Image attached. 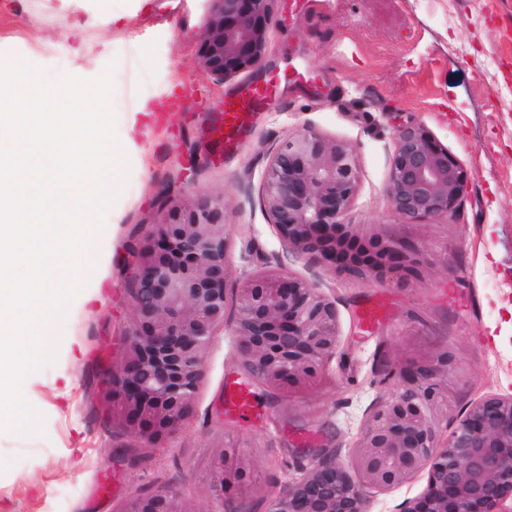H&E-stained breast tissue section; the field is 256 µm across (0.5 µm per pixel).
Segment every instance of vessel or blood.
Wrapping results in <instances>:
<instances>
[{"instance_id":"1","label":"vessel or blood","mask_w":512,"mask_h":512,"mask_svg":"<svg viewBox=\"0 0 512 512\" xmlns=\"http://www.w3.org/2000/svg\"><path fill=\"white\" fill-rule=\"evenodd\" d=\"M278 87L277 78L260 83L246 84L239 98L224 102L223 122L216 130L217 138L223 142L225 153L237 151L245 130L249 127L255 113L264 109ZM257 407L251 388L242 382L229 384L224 389V408L227 412L247 416Z\"/></svg>"}]
</instances>
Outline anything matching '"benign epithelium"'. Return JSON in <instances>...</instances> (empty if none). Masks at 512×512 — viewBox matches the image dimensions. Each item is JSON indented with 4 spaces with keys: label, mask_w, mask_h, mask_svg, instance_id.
<instances>
[{
    "label": "benign epithelium",
    "mask_w": 512,
    "mask_h": 512,
    "mask_svg": "<svg viewBox=\"0 0 512 512\" xmlns=\"http://www.w3.org/2000/svg\"><path fill=\"white\" fill-rule=\"evenodd\" d=\"M199 35V62L224 80L259 66L280 0H213ZM360 175L352 147L307 131L282 142L262 185L263 208L290 254H309L333 272L381 283L419 274L420 250L404 239L367 234L350 219ZM467 173L421 125L395 134L389 193L404 224L458 216ZM229 213L222 193L169 201L136 251L134 321L120 371L107 383L128 428L149 447L190 417L216 331L224 326ZM230 324L243 368L271 389L304 385L336 356L334 301L305 280L246 277L233 294ZM448 353L408 361L382 379L398 391L370 411L352 455L355 474L329 448L288 481L266 512H369L370 492L428 472L423 494L401 512H512V396L475 401L447 435ZM246 461L226 447L212 464L211 490L243 480ZM121 512H197L178 491L129 499Z\"/></svg>",
    "instance_id": "7a95c632"
}]
</instances>
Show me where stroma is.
Returning <instances> with one entry per match:
<instances>
[{"label":"stroma","mask_w":512,"mask_h":512,"mask_svg":"<svg viewBox=\"0 0 512 512\" xmlns=\"http://www.w3.org/2000/svg\"><path fill=\"white\" fill-rule=\"evenodd\" d=\"M208 0H0V57L22 60L59 85L104 80L115 115L140 99L175 110L144 133L116 122L125 186L105 214L107 237L86 287L71 301L55 362L21 385L44 417L40 433L0 431V512H120L128 499L175 488L195 512H214L211 461L238 448L245 483L225 489L234 512H265L314 448L349 463L369 411L395 384L387 369L448 350V417L472 402L512 393V0H285L265 66L218 80L198 62ZM94 50L79 52V42ZM289 72L243 146L221 155L214 129L226 97L250 81ZM425 126L467 171L455 222L403 224L389 195L399 124ZM313 130L350 143L360 169L352 219L366 232L422 246L420 278L380 284L334 274L314 257L288 256L264 212L260 188L272 152ZM135 147L124 150L127 139ZM220 192L232 218L227 274L283 272L333 300L341 342L319 378L278 391L252 383L260 409L227 414L224 384L247 380L235 339L218 330L192 416L151 448L103 398L132 326V250L166 197ZM393 303L367 330L374 294Z\"/></svg>","instance_id":"obj_1"}]
</instances>
